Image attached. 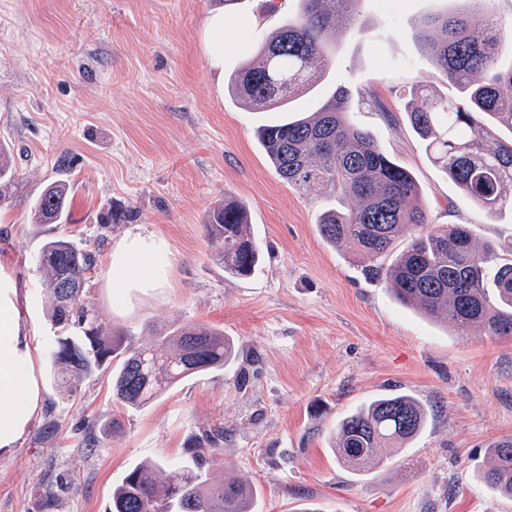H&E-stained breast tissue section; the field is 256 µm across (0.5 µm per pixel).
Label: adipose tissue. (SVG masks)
Segmentation results:
<instances>
[{"instance_id": "1", "label": "adipose tissue", "mask_w": 512, "mask_h": 512, "mask_svg": "<svg viewBox=\"0 0 512 512\" xmlns=\"http://www.w3.org/2000/svg\"><path fill=\"white\" fill-rule=\"evenodd\" d=\"M171 263L167 248H149L130 234L108 257L111 304H120L125 288L161 283ZM21 285L12 265L0 262V454L16 448L39 410L42 393L37 378L34 332L22 313Z\"/></svg>"}]
</instances>
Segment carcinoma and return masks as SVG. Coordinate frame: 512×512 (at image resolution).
Masks as SVG:
<instances>
[{"label":"carcinoma","mask_w":512,"mask_h":512,"mask_svg":"<svg viewBox=\"0 0 512 512\" xmlns=\"http://www.w3.org/2000/svg\"><path fill=\"white\" fill-rule=\"evenodd\" d=\"M362 0H301L299 14L263 38L232 79L246 105L288 112L327 75L334 35L357 25ZM464 8L420 22L417 40L454 91L431 94L413 88L408 120L464 198L491 216L512 211V34L488 8L490 0H461ZM350 94L332 93L309 117L264 125L258 138L268 159L288 184L306 192H335L341 209L320 216L321 237L367 261L368 272L385 280L403 304L447 324L457 333L481 328L488 336L512 337V243L478 247L469 229L433 224L413 175L394 162L371 132L350 122ZM70 185L53 182L35 199V224H63ZM206 230L220 241L224 272L247 277L261 248L250 235L242 206L215 207ZM409 242L395 252L398 240ZM394 255L388 266L380 259ZM53 322L62 336L50 348L51 375L60 396L78 393L83 381L112 366V388L123 405L142 407L185 378L222 367L235 356L224 332L182 325L156 336L150 346L127 347L110 336L86 300L87 275L95 255L59 238L40 255ZM426 412L408 394H388L352 412L333 437L338 462L367 472L387 460L423 428ZM224 440L220 427L192 439L193 462L151 461L129 470L112 493L111 512H254L252 486L236 480L211 483L203 477L209 454ZM483 480L512 497V437L487 454Z\"/></svg>","instance_id":"cac0c4a2"}]
</instances>
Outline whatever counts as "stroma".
Segmentation results:
<instances>
[{
  "mask_svg": "<svg viewBox=\"0 0 512 512\" xmlns=\"http://www.w3.org/2000/svg\"><path fill=\"white\" fill-rule=\"evenodd\" d=\"M218 6L220 39L208 26ZM459 6L363 0L365 32H337L328 76L295 107L315 111L345 88L350 120L412 172L432 223L507 243L512 215L492 218L468 203L405 116L417 81L448 93L416 24ZM300 8V0H0V148L17 170L0 187V258L23 284L43 393L24 437L0 456V512H39L49 486L53 512H108L133 466L182 460L193 437L219 427L224 440L205 476L221 481L232 464L256 487L258 512L301 503L320 512H512V497L476 477L489 446L512 437V339L456 335L401 305L364 260L329 246L318 217L338 199L288 185L256 137L279 113L227 92L254 45ZM56 180L71 187L67 223H32L33 201ZM227 200L245 205L262 247L245 279L225 273L204 224ZM130 233L165 244L172 262L164 283L127 289L114 306L107 256ZM51 237L96 250L86 296L127 344L205 324L233 339L235 358L142 408L115 402L108 367L79 398L61 399L45 354L59 329L38 263ZM388 393L415 396L427 425L386 468L358 477L337 463L330 439L357 407ZM114 420L118 432L103 435Z\"/></svg>",
  "mask_w": 512,
  "mask_h": 512,
  "instance_id": "35a3bbf8",
  "label": "stroma"
}]
</instances>
